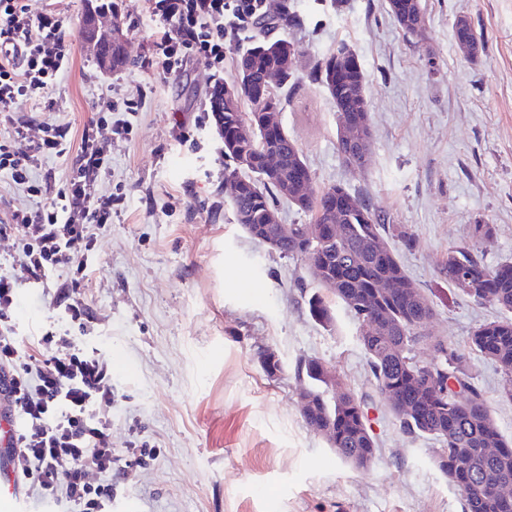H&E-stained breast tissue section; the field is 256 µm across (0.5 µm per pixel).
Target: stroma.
I'll list each match as a JSON object with an SVG mask.
<instances>
[{
    "label": "stroma",
    "instance_id": "obj_1",
    "mask_svg": "<svg viewBox=\"0 0 512 512\" xmlns=\"http://www.w3.org/2000/svg\"><path fill=\"white\" fill-rule=\"evenodd\" d=\"M31 16L54 11L72 45V65L40 98L10 105L33 136L51 124L79 141L93 106L114 96L138 102L127 134L107 143V183L123 204L97 236L85 302L88 342L119 353L112 367V512H463L432 465L435 443L404 435L375 395L357 320L332 303V326L315 322L306 300L319 291L307 261L270 251L234 221L224 192V153L209 107L223 70L188 58L177 79L148 64L153 24L145 0H114L128 62L103 69L85 41L88 0H24ZM386 0H266L290 6L301 27L274 30L301 53L298 87L282 95L281 121L298 145L313 190L343 186L383 223L411 234L390 244L432 301V335L448 338L469 364L503 436L512 402L495 366L469 337L497 306L475 302L440 270L449 246L485 264L512 260V0H422L424 24L404 34ZM467 18L483 49L470 59L453 26ZM351 45L366 74L372 146L363 168L337 150L339 117L311 76L338 42ZM477 224L495 229L485 248ZM283 370L268 377L259 352ZM316 357L368 398L379 443L374 463L344 462L308 428L297 403L300 359Z\"/></svg>",
    "mask_w": 512,
    "mask_h": 512
}]
</instances>
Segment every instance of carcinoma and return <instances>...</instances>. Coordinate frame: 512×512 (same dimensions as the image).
I'll return each instance as SVG.
<instances>
[{
    "label": "carcinoma",
    "mask_w": 512,
    "mask_h": 512,
    "mask_svg": "<svg viewBox=\"0 0 512 512\" xmlns=\"http://www.w3.org/2000/svg\"><path fill=\"white\" fill-rule=\"evenodd\" d=\"M386 6L407 34L415 33L423 22L421 0H386ZM296 22V12L285 8L277 18L260 22V28L288 29ZM453 36L462 53L477 54L479 39L467 18L455 22ZM280 43L279 38H267L235 54L239 91L235 101H224V158L229 161L224 183L235 222L257 242L265 238L273 196L293 201L301 179L310 176L284 126L251 128L257 112L254 93L266 85L272 68L280 74L279 85H297L295 67L278 60ZM355 56L348 44L339 43L315 62L313 73L333 100L339 119L357 129L354 144L339 140L337 147L345 165L360 168L372 133L365 74L361 63L353 61ZM245 103L251 105L247 115L242 111ZM270 153L280 159L275 176L263 171ZM299 209L311 213L313 223L288 225V236L278 239L279 255L304 257L319 267L322 288L357 320L375 393L386 404L392 394L406 404L404 409H391L401 432L409 437L430 436L442 443L434 450L432 462L461 495L464 512H512V503L502 502L490 489V481L512 478V440L500 434L464 356L447 340L433 338L427 331L433 303L415 286L388 242L397 237L408 245L411 236L380 223L369 205L343 186L309 195ZM332 224L336 225L334 235L330 234ZM442 270L449 284L475 301L512 312L511 262L490 267L468 248L451 245ZM464 275L471 277L466 287L461 283ZM381 283L388 286L387 292H379ZM307 307L322 325L330 323L331 306L320 293L307 299ZM422 343L439 353L429 369L413 354ZM470 344L497 366L500 396L512 401V318L479 324ZM297 372L305 377L309 389L302 414L306 425L313 430L332 425L336 435L327 439L329 447L345 462L364 465L367 455L378 447L368 423L366 399L339 376L333 387L326 386L316 360L302 361ZM488 448L498 449L497 455H487Z\"/></svg>",
    "instance_id": "carcinoma-1"
}]
</instances>
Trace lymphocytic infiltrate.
<instances>
[{"mask_svg": "<svg viewBox=\"0 0 512 512\" xmlns=\"http://www.w3.org/2000/svg\"><path fill=\"white\" fill-rule=\"evenodd\" d=\"M265 0H146L154 24L150 65L164 77L179 76L189 57L224 65V46L248 40ZM71 45L62 19L49 12L30 17L23 0H0V111L16 100L42 95L69 67ZM135 111L134 101L98 102L85 128L77 160L65 186L41 207L13 208L0 219V237L14 238L21 267L19 280L0 274V392L17 419V444L11 450L20 482L42 502L65 512H112L107 477L112 453V368L97 348L82 340L90 312L84 289L96 261L99 232L112 225V208L122 197L97 190L110 158L101 130L110 128L118 107ZM70 151L66 133L48 125L36 141L23 127L0 134V174L30 195L42 193L32 173L49 156ZM65 280L53 296L55 320L21 348L15 312L23 283L41 284L50 275ZM103 475L89 482V473Z\"/></svg>", "mask_w": 512, "mask_h": 512, "instance_id": "f902f5d3", "label": "lymphocytic infiltrate"}]
</instances>
